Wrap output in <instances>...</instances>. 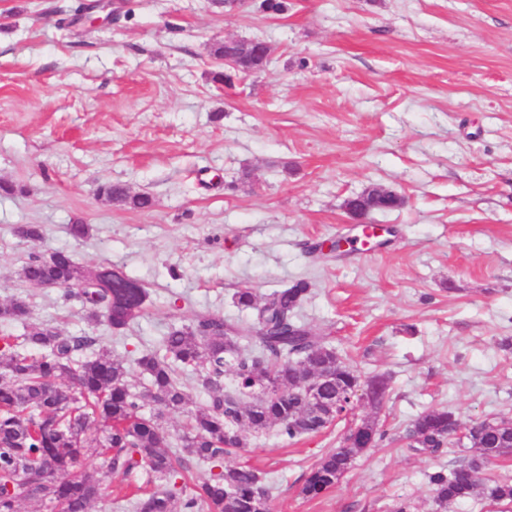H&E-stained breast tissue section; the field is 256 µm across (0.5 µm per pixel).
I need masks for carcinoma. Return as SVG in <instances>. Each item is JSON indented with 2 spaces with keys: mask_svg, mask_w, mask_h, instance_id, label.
I'll use <instances>...</instances> for the list:
<instances>
[{
  "mask_svg": "<svg viewBox=\"0 0 512 512\" xmlns=\"http://www.w3.org/2000/svg\"><path fill=\"white\" fill-rule=\"evenodd\" d=\"M261 51L252 42L219 45L215 53L248 64ZM99 193L120 205L149 210L147 193H131L124 185L105 184ZM398 195L382 194L369 186L344 200L352 218L400 207ZM26 242L43 239L38 224L16 230ZM35 287L63 285V296H76L90 306V321L116 332L137 319L146 307L148 292L139 280L111 265L83 270L65 251L34 255L17 272ZM310 292L296 280L263 298L249 288L234 295L241 309L256 310L250 323H234L208 314L172 326L163 338L164 354L145 352L135 367L100 348L81 361L78 352L99 343L97 336H70L49 323L27 324V302L12 298L0 303V322L26 325L17 342L0 338V512H18L22 500H36L53 512H89L112 474L147 468L161 482L131 503L133 512H270L269 492L259 473L248 466H226L224 458L247 447L244 431L277 434L295 440L327 427V406H336L358 385L356 370L339 358L336 348L313 335L297 317ZM327 372L332 382L313 401L302 388L305 379ZM145 378L138 390L133 375ZM194 381L208 395L207 403L191 412L172 441L159 420L163 411H179L186 404V383ZM457 419L446 409L419 414L406 431L410 450L434 455L451 445ZM388 438L374 421L361 424L351 446L325 453L305 475L302 492L322 496L335 487L353 459ZM468 454L452 468L426 474L435 512L470 498L512 507V480L488 473L495 460L512 455V425L484 420L468 430ZM103 459L88 468L90 457ZM218 469L195 483L188 494L178 492L191 462Z\"/></svg>",
  "mask_w": 512,
  "mask_h": 512,
  "instance_id": "cac0c4a2",
  "label": "carcinoma"
}]
</instances>
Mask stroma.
Here are the masks:
<instances>
[{
    "instance_id": "1",
    "label": "stroma",
    "mask_w": 512,
    "mask_h": 512,
    "mask_svg": "<svg viewBox=\"0 0 512 512\" xmlns=\"http://www.w3.org/2000/svg\"><path fill=\"white\" fill-rule=\"evenodd\" d=\"M0 0V302L35 323L93 335L133 363L171 325L221 314L246 322L258 296L307 280L298 311L362 376L383 375L376 415L388 442L359 456L321 497L308 469L346 430L248 438L228 464L270 487L271 512H434L425 475L466 455L416 454L417 415L512 418V0ZM227 38L271 49L259 73L221 79ZM249 171L250 181L240 179ZM121 183L154 199L100 197ZM380 184L404 197L373 214L387 243L345 258L307 242L353 235L346 198ZM89 224L74 239L69 226ZM40 225L42 241L15 233ZM114 264L149 292L127 328L91 326L82 303L36 288L30 255ZM145 468L116 473L91 512H132ZM99 193L120 205L136 210H148L154 205L153 197L147 193L132 194L123 184H106L100 187Z\"/></svg>"
}]
</instances>
